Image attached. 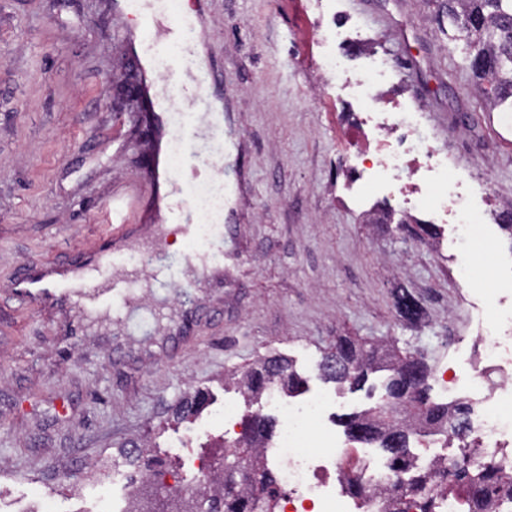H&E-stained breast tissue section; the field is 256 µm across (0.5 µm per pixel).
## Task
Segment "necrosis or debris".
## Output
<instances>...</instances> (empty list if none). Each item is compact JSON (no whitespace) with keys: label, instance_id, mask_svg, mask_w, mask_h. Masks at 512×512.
Listing matches in <instances>:
<instances>
[{"label":"necrosis or debris","instance_id":"4bbe7bcc","mask_svg":"<svg viewBox=\"0 0 512 512\" xmlns=\"http://www.w3.org/2000/svg\"><path fill=\"white\" fill-rule=\"evenodd\" d=\"M389 69L388 59L382 57L370 74L352 78L346 76L341 61L331 56L322 71L325 80L340 81L343 89L363 97ZM358 121L359 152L374 154L378 166L374 184L385 192L389 189L388 178L403 181L394 196L398 205H406L409 195L418 192L417 177L421 172L433 173L438 179L447 176V162L437 159L421 131L420 113L379 108L360 113ZM428 207L434 222L458 224V251H466L472 235L482 231L470 198L462 193L432 194ZM475 338L478 352L471 365L470 387L481 393L482 398L471 410V432L484 457L512 469V413L500 405L502 390L512 386V333L502 335L480 324L475 329ZM330 405L325 394L293 402L274 390L266 398V408L278 419L280 428L263 455L276 469L278 481L287 494L285 502L291 512H381V489L391 481L386 462L365 456L357 473L369 490L365 498L359 499L329 479L330 474L346 469L347 452L341 444L331 442L328 451L316 453L307 450L302 441L308 428L322 424Z\"/></svg>","mask_w":512,"mask_h":512}]
</instances>
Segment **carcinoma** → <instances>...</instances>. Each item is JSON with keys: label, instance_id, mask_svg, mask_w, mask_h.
Segmentation results:
<instances>
[{"label": "carcinoma", "instance_id": "cac0c4a2", "mask_svg": "<svg viewBox=\"0 0 512 512\" xmlns=\"http://www.w3.org/2000/svg\"><path fill=\"white\" fill-rule=\"evenodd\" d=\"M452 26L467 47L465 62L474 77L487 85L485 107L492 112L504 103L512 110V0H437ZM394 307L409 325L421 323L424 312L413 294L406 288L392 292ZM386 368L390 375L384 386L383 400L360 414L346 417L344 426L355 442L374 445L388 458L394 480L389 493L390 512H401L407 498L420 504L422 512H435L436 500L443 494L460 497L469 512H488L501 496L512 494V472L488 462L475 469L464 465L448 473V480L437 482L436 473L421 469L411 454V438L422 429L458 441L461 456L476 452L468 441L470 406L464 402L450 405L430 400L428 378L430 367L423 359L397 357L384 348L363 349L344 337L326 352L317 364L316 377L340 387L361 389L369 373ZM234 384L247 407H252L276 386L290 396L307 389L308 380L294 368L291 360L268 356L243 372L233 375ZM207 397L198 392L183 401L175 410L182 419L200 413ZM274 419L258 413L244 416L243 431L236 449L224 450V472L212 476L213 493L194 501L172 499L171 512H260L259 501L279 498L278 480L273 471L261 466L262 443L273 438ZM126 454L143 461L140 474L160 465L156 455L145 450L147 444L132 440L126 443ZM260 472L261 491L247 483L233 484L235 474L242 469Z\"/></svg>", "mask_w": 512, "mask_h": 512}]
</instances>
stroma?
Masks as SVG:
<instances>
[{
	"label": "stroma",
	"instance_id": "35a3bbf8",
	"mask_svg": "<svg viewBox=\"0 0 512 512\" xmlns=\"http://www.w3.org/2000/svg\"><path fill=\"white\" fill-rule=\"evenodd\" d=\"M435 0H179L181 15L202 14L211 89L224 121L202 136L201 156L224 163L223 282L190 276L175 231L133 235L116 256L136 273L140 295L113 318L28 305L11 281L30 260L67 270L112 234L102 209L114 190L139 181L146 156L169 151L191 119L169 115L164 139L143 131L113 101L135 72L124 33L140 17L110 0H0V512H126L136 472L123 443L159 444L167 473L191 479L186 454L208 458L191 438L225 401L231 371L280 355L332 397L328 426L380 401L373 391L319 382L315 365L337 337L393 344L469 391L474 340L464 295L497 284L512 298V237L501 228L512 201V145L490 130L484 97ZM335 51L350 74L372 56L395 69L382 89L399 108L423 112L431 144L456 164L485 210L487 236L466 256L471 277L455 283L454 227H439L442 249L400 224H371L389 200L361 183L345 201L346 171L357 162L353 113L366 102L324 84L322 61ZM167 248L163 276L142 271L137 254ZM419 299L425 317L406 327L395 286ZM187 331L175 335L176 326ZM206 409L171 420L196 389Z\"/></svg>",
	"mask_w": 512,
	"mask_h": 512
}]
</instances>
